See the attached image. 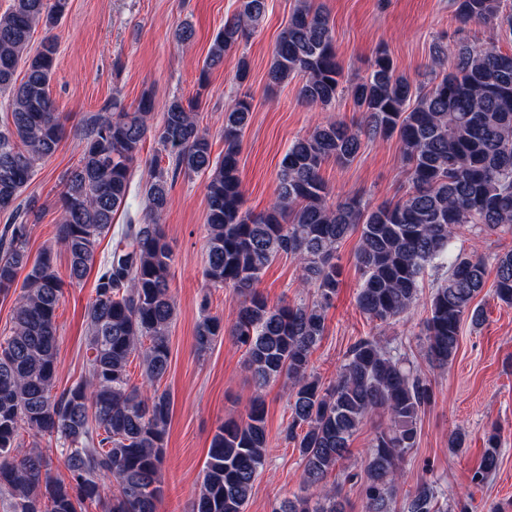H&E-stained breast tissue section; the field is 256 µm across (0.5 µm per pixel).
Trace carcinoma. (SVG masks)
Wrapping results in <instances>:
<instances>
[{
	"mask_svg": "<svg viewBox=\"0 0 512 512\" xmlns=\"http://www.w3.org/2000/svg\"><path fill=\"white\" fill-rule=\"evenodd\" d=\"M68 0H13L0 13V96H7L8 124L0 127V213L12 224L0 237V292L14 287L28 265V220L19 198L39 162L51 157L66 126L50 97V80L60 65L51 30ZM268 0H239L235 14L212 39L198 86L239 49L265 17ZM459 29L471 23L497 27L512 38V8L503 0H454ZM46 35L33 55L34 30ZM454 56L452 71L420 85L396 74L393 60L376 54L368 76L342 78L328 16L309 0L295 7L272 53L268 83L300 79L299 97L327 108L346 94L359 119L328 122L295 138L278 175L272 204L258 213L244 209L239 177L242 133L252 112V96H238L224 113V152L212 157L209 135L197 121L199 97L171 100L161 125L150 128L155 104L145 93L133 108L112 99L81 120L79 165L67 172L58 198L57 247L41 250L28 271L15 309L11 334L0 336V494L10 512H158L163 495L162 448L171 414L166 392L151 396L130 383V358H140L146 382L169 368V329L174 318L170 292L172 253L159 218L180 175L208 176L203 275L214 287H231L245 297L230 328L245 348V369L256 391L283 375L290 381L288 439L304 464L303 483L322 496H296L272 512H346L338 486L327 476L350 457V440L363 422L386 414L369 457L361 462L367 512H395L401 463L415 448L418 421L432 402L428 376L398 349L362 338L348 351L336 381L325 387L310 372L313 347L324 335L325 311L339 287V243L360 233L355 260L363 271L356 296L369 318L389 324L419 299L425 268L448 267L435 289L422 335L432 366L445 368L459 346L461 323L483 322L474 300L494 269V295L512 306V249L491 258L453 250L467 225L512 231V53L495 42L475 46L462 40L434 45V66ZM24 65L22 79L16 78ZM172 158L150 165L144 183L147 212L128 224L108 259L96 264L100 237L125 205L134 166L148 132ZM397 138L407 160L409 192L376 207L353 196L334 204L320 176L329 159L352 161L362 138ZM69 256V278L82 281L97 269L95 297L86 309V375L57 394L56 311L63 281L56 249ZM301 265L302 282L315 288L310 305L268 304L257 285L280 255ZM224 322L205 315L195 329L196 350L210 348ZM31 438L25 453L21 432ZM60 443L67 476L54 474L40 442ZM500 436L486 437L471 482L482 486L497 470ZM266 413L253 399L246 417L221 424L204 465L192 512H245L266 461ZM110 478L117 492L103 483ZM441 492L422 483L406 494L402 512H446Z\"/></svg>",
	"mask_w": 512,
	"mask_h": 512,
	"instance_id": "obj_1",
	"label": "carcinoma"
}]
</instances>
